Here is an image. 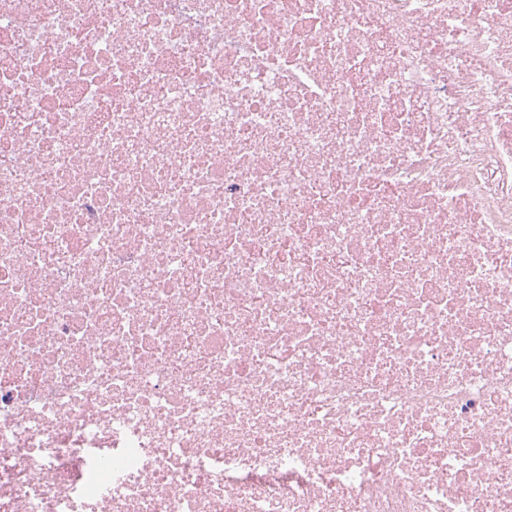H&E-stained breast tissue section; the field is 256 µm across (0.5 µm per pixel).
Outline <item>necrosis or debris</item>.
Wrapping results in <instances>:
<instances>
[{
    "label": "necrosis or debris",
    "mask_w": 512,
    "mask_h": 512,
    "mask_svg": "<svg viewBox=\"0 0 512 512\" xmlns=\"http://www.w3.org/2000/svg\"><path fill=\"white\" fill-rule=\"evenodd\" d=\"M0 512H512V0H0Z\"/></svg>",
    "instance_id": "obj_1"
}]
</instances>
